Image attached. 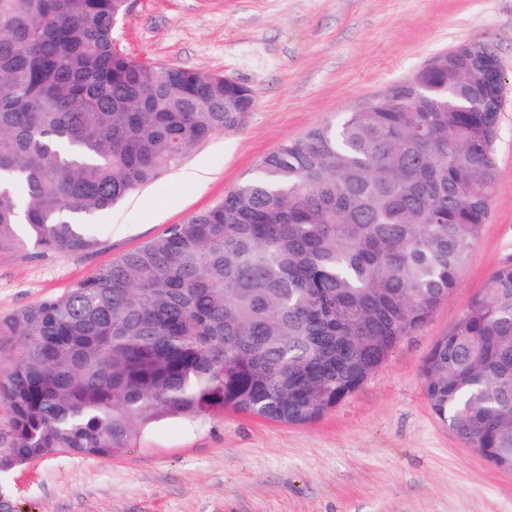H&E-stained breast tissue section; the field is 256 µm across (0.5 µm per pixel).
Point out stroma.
I'll list each match as a JSON object with an SVG mask.
<instances>
[{
	"label": "stroma",
	"mask_w": 512,
	"mask_h": 512,
	"mask_svg": "<svg viewBox=\"0 0 512 512\" xmlns=\"http://www.w3.org/2000/svg\"><path fill=\"white\" fill-rule=\"evenodd\" d=\"M116 40L148 64L252 87L255 110L107 212L93 250L0 251V318L211 208L283 142L468 43L488 46L504 77L491 216L457 288L320 420L167 416L106 459L58 453L1 470L12 512H512V471L439 419L422 374L487 277L512 264V0H130ZM199 166L207 184L183 182Z\"/></svg>",
	"instance_id": "35a3bbf8"
}]
</instances>
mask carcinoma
Masks as SVG:
<instances>
[{"label":"carcinoma","mask_w":512,"mask_h":512,"mask_svg":"<svg viewBox=\"0 0 512 512\" xmlns=\"http://www.w3.org/2000/svg\"><path fill=\"white\" fill-rule=\"evenodd\" d=\"M128 0H0V251L94 220L241 128L250 87L117 44ZM464 50L287 140L224 199L0 319L10 456L105 459L164 416L293 425L358 390L456 288L491 213L500 113ZM436 415L512 471V264L423 366Z\"/></svg>","instance_id":"1"}]
</instances>
